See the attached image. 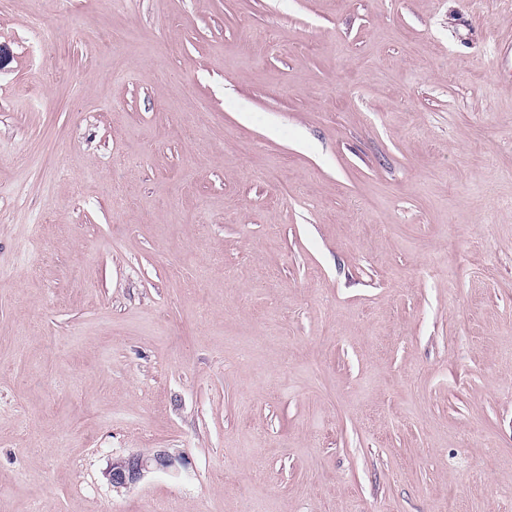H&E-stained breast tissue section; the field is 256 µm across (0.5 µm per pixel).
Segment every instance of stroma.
Listing matches in <instances>:
<instances>
[{
	"instance_id": "stroma-1",
	"label": "stroma",
	"mask_w": 512,
	"mask_h": 512,
	"mask_svg": "<svg viewBox=\"0 0 512 512\" xmlns=\"http://www.w3.org/2000/svg\"><path fill=\"white\" fill-rule=\"evenodd\" d=\"M498 39L512 0H0V512H512ZM182 458L162 449L112 458L106 477L117 492L129 489L157 470L176 468Z\"/></svg>"
}]
</instances>
